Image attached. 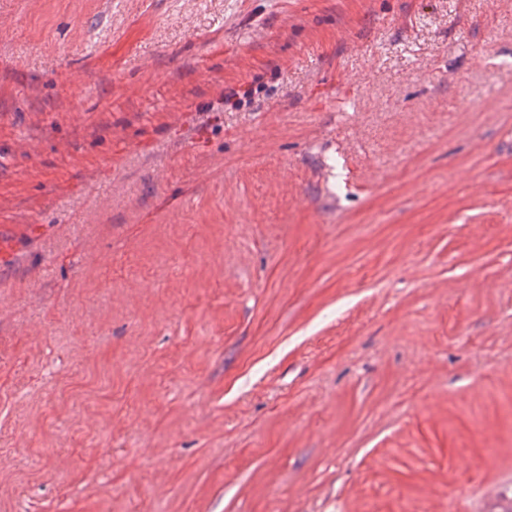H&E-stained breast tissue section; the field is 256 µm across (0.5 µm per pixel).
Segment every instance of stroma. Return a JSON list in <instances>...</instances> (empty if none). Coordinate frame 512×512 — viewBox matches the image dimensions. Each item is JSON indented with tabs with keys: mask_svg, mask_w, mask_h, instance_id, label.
Listing matches in <instances>:
<instances>
[{
	"mask_svg": "<svg viewBox=\"0 0 512 512\" xmlns=\"http://www.w3.org/2000/svg\"><path fill=\"white\" fill-rule=\"evenodd\" d=\"M1 225L0 512H512V0H0Z\"/></svg>",
	"mask_w": 512,
	"mask_h": 512,
	"instance_id": "35a3bbf8",
	"label": "stroma"
}]
</instances>
